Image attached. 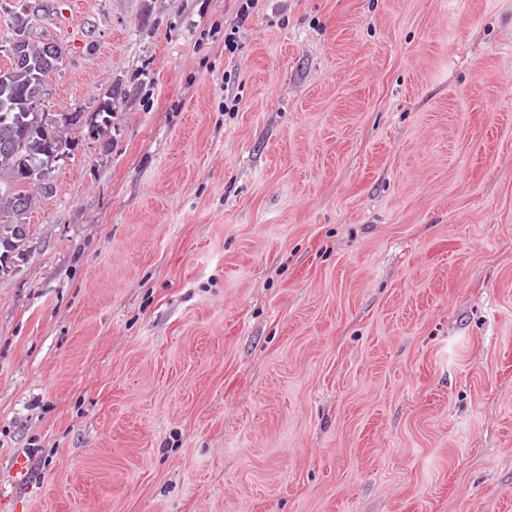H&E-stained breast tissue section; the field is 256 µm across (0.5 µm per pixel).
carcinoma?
Wrapping results in <instances>:
<instances>
[{"label":"carcinoma","instance_id":"1","mask_svg":"<svg viewBox=\"0 0 512 512\" xmlns=\"http://www.w3.org/2000/svg\"><path fill=\"white\" fill-rule=\"evenodd\" d=\"M59 70L46 56L41 40L30 39L25 61L0 67V274L10 276L13 266L28 253L30 224L27 215L37 195L48 194L39 170L54 166L72 146L71 131L78 128L71 113L49 114L40 122L27 111L26 96L35 84ZM112 90L100 100L97 139L110 144Z\"/></svg>","mask_w":512,"mask_h":512}]
</instances>
